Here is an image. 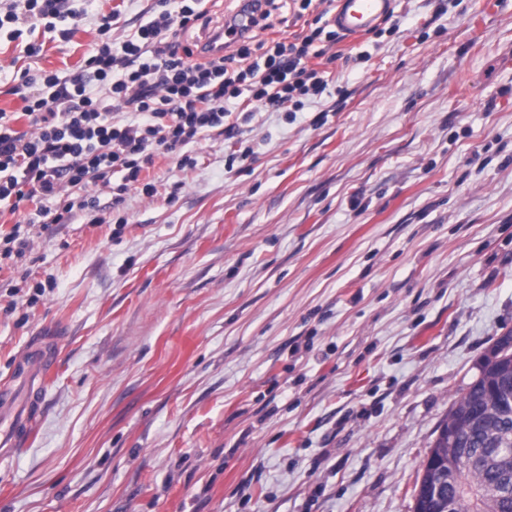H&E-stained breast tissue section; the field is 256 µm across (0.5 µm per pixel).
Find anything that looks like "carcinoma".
I'll return each mask as SVG.
<instances>
[{"label":"carcinoma","instance_id":"carcinoma-1","mask_svg":"<svg viewBox=\"0 0 512 512\" xmlns=\"http://www.w3.org/2000/svg\"><path fill=\"white\" fill-rule=\"evenodd\" d=\"M460 448H487L458 469L448 494L429 500L426 491ZM414 512H512V344L499 338L478 365V374L439 427L415 484Z\"/></svg>","mask_w":512,"mask_h":512}]
</instances>
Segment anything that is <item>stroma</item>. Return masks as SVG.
Listing matches in <instances>:
<instances>
[{"instance_id": "1", "label": "stroma", "mask_w": 512, "mask_h": 512, "mask_svg": "<svg viewBox=\"0 0 512 512\" xmlns=\"http://www.w3.org/2000/svg\"><path fill=\"white\" fill-rule=\"evenodd\" d=\"M151 4L73 0L33 57L1 33L0 111L22 71L80 72L101 14L121 7L118 44ZM335 50L300 112L155 157L156 195L90 187L105 223L35 224L0 269V378L34 337L58 350L0 512H412L512 334V0H394Z\"/></svg>"}]
</instances>
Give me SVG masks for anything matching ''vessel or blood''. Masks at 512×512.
Returning a JSON list of instances; mask_svg holds the SVG:
<instances>
[{
    "label": "vessel or blood",
    "instance_id": "1",
    "mask_svg": "<svg viewBox=\"0 0 512 512\" xmlns=\"http://www.w3.org/2000/svg\"><path fill=\"white\" fill-rule=\"evenodd\" d=\"M392 9L393 0H338L333 21L339 31L356 35L390 15ZM252 20L249 0H241L230 26L211 34L204 40V47L215 54L223 53L225 44L236 41ZM56 357L53 338L40 337L15 357L8 378L0 383V456L13 455L30 431L31 415Z\"/></svg>",
    "mask_w": 512,
    "mask_h": 512
}]
</instances>
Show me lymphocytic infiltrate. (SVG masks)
I'll return each instance as SVG.
<instances>
[{
	"instance_id": "f902f5d3",
	"label": "lymphocytic infiltrate",
	"mask_w": 512,
	"mask_h": 512,
	"mask_svg": "<svg viewBox=\"0 0 512 512\" xmlns=\"http://www.w3.org/2000/svg\"><path fill=\"white\" fill-rule=\"evenodd\" d=\"M69 0H10L0 14V27L11 25V39H21L24 25L41 24L68 38L81 20ZM251 28L223 55H195L179 41L182 32L209 26L205 0H155L144 25L113 45L119 11L102 15L100 39L81 73L60 77L42 71L24 76L16 94L24 102L27 130L14 128V115L0 112V215L17 213L24 202H36V216L67 222L84 213L88 223H104L85 190L89 185L125 194L142 185L143 171L164 155L179 167L191 166L186 146L213 132L227 139L242 136L229 122L230 100L249 101L285 112L300 111L320 97L327 83L311 59L322 57L320 40L336 43V32L317 26L288 37L275 36L281 7L293 21L307 11L325 18L333 0H256ZM124 105L139 114L127 120L115 112ZM55 201L49 209L47 201Z\"/></svg>"
}]
</instances>
